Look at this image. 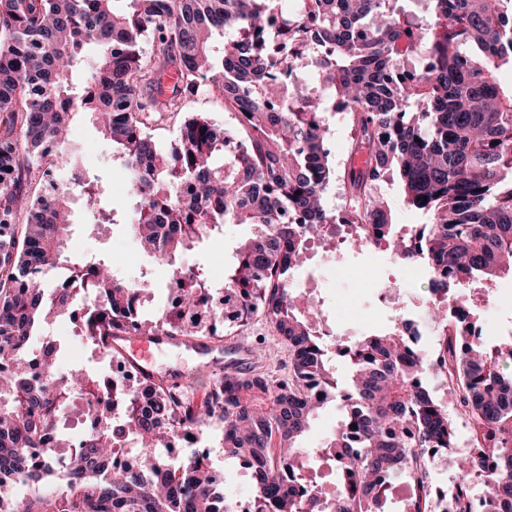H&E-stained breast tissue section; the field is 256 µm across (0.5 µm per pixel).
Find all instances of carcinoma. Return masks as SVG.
<instances>
[{
  "mask_svg": "<svg viewBox=\"0 0 512 512\" xmlns=\"http://www.w3.org/2000/svg\"><path fill=\"white\" fill-rule=\"evenodd\" d=\"M114 2L0 0V512H230L205 449L165 453L175 438L204 441L217 422L224 457L252 473L250 512H384L399 476L414 486L406 512H427L428 450L455 444L431 370L478 428L462 471L480 494L455 486L445 512H512V336L490 347L475 313L455 314L470 302L463 286L487 289L512 273V89L498 79L512 69V0H422V16L400 0H300L295 18L280 0H125L121 12ZM88 51L94 71L76 82ZM305 58L319 88L297 80L281 94L284 65ZM203 79L236 127L191 114L159 149L148 125ZM338 103L355 131L350 153L362 158L343 175L341 222L324 203L336 168L322 116ZM81 111L104 120L112 156L131 169L129 233L149 262L169 267L172 302L150 320L133 307L150 274L129 285L107 259L68 253L77 198L95 223H124L103 181L68 180L82 148L64 131ZM34 163L56 179L40 178L35 197ZM394 172L425 223L394 224L380 192ZM226 224L249 233L217 284L198 246ZM337 236L426 270L443 329L433 357L397 323L349 347L324 340L318 310L292 281L311 242ZM82 295L83 332L97 345L143 330L193 336L203 316L231 336L262 317L288 347V377L224 373L194 405L164 379L59 375L50 346L45 377H33L35 336L74 318ZM335 353L350 364L344 389ZM76 395L88 432L44 450ZM336 399V431L320 448L301 446L315 411ZM117 434L135 439V462L117 461ZM320 457L336 471L327 505L310 477Z\"/></svg>",
  "mask_w": 512,
  "mask_h": 512,
  "instance_id": "1",
  "label": "carcinoma"
}]
</instances>
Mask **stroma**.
<instances>
[{
    "label": "stroma",
    "instance_id": "35a3bbf8",
    "mask_svg": "<svg viewBox=\"0 0 512 512\" xmlns=\"http://www.w3.org/2000/svg\"><path fill=\"white\" fill-rule=\"evenodd\" d=\"M201 113L222 127H232L234 118L224 104V98L215 91L199 94L181 101L176 112L168 114L166 120L150 125L149 132L161 148H169L178 127L185 116ZM71 136L88 148L91 155L85 164L88 177H99L106 181L116 209L125 211L129 201L120 181L119 164L112 159V145L98 127L85 114H76L71 124ZM244 233L243 227L225 226L223 233L202 242L207 255L210 275L214 282L224 280V269L233 260L236 246ZM74 253L85 255L112 256L122 250L128 255L129 265L126 277H139L145 264L143 255L137 250L133 239L124 225L99 227L92 222L91 209L77 206L74 224L71 228ZM307 268H313L317 279L309 281L305 271L296 273L295 288L310 295L330 326L329 342H355L366 333L387 327V317L392 307L380 303L375 293L363 292L358 277L366 275L381 286L395 285L399 294L398 302L410 308L414 319L424 320L429 299L428 277L417 267L405 265L390 259L385 253L374 250H361L345 245L336 246L330 240L315 242L308 250ZM512 293V275L496 278L494 288L489 293H475L474 298L481 306L482 336L488 345L498 344L506 329H512V310L497 309L496 298ZM48 339L56 341V365L59 371L67 372L84 368L93 373H111L112 356L101 347L92 344L80 335L75 322L68 319L54 320L46 324ZM159 373L175 372L181 377L187 395L202 396L213 385L214 376L205 359L185 351H174L155 360ZM214 441L210 446L209 460L213 467L222 469L225 494L233 503L250 508L253 499V485L250 474L237 463L224 457L219 438L220 427H213ZM454 448L448 450V465L430 464L428 483L432 490L448 491L458 482L461 472L457 459L465 455L471 446V433L463 425L455 427Z\"/></svg>",
    "mask_w": 512,
    "mask_h": 512
}]
</instances>
